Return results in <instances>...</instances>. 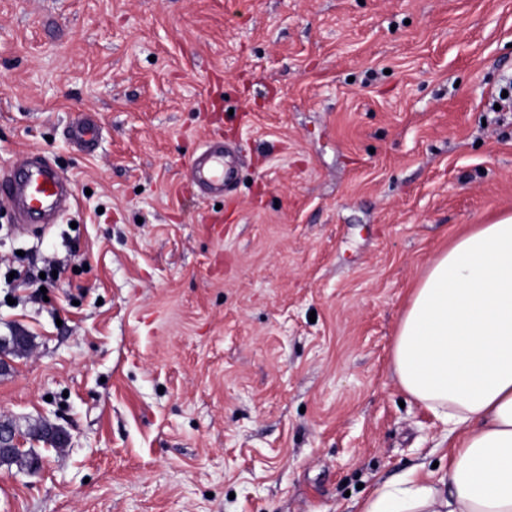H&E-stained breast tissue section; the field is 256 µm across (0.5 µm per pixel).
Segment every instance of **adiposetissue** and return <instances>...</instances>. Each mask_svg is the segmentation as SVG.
Masks as SVG:
<instances>
[{
  "label": "adipose tissue",
  "mask_w": 512,
  "mask_h": 512,
  "mask_svg": "<svg viewBox=\"0 0 512 512\" xmlns=\"http://www.w3.org/2000/svg\"><path fill=\"white\" fill-rule=\"evenodd\" d=\"M402 389L448 425V466L381 483L359 512H512V214L428 265L392 347Z\"/></svg>",
  "instance_id": "1"
}]
</instances>
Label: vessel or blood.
<instances>
[{
	"label": "vessel or blood",
	"mask_w": 512,
	"mask_h": 512,
	"mask_svg": "<svg viewBox=\"0 0 512 512\" xmlns=\"http://www.w3.org/2000/svg\"><path fill=\"white\" fill-rule=\"evenodd\" d=\"M190 169L195 180L212 192L223 191L233 177L232 162L217 148L194 160ZM0 195L9 198L27 222L46 219L72 200L69 180L36 154L24 158L15 175L0 180Z\"/></svg>",
	"instance_id": "vessel-or-blood-1"
}]
</instances>
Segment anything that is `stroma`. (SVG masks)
<instances>
[{
	"instance_id": "obj_1",
	"label": "stroma",
	"mask_w": 512,
	"mask_h": 512,
	"mask_svg": "<svg viewBox=\"0 0 512 512\" xmlns=\"http://www.w3.org/2000/svg\"><path fill=\"white\" fill-rule=\"evenodd\" d=\"M512 0H0V421L46 420L0 512H356L439 461L393 372L434 257L512 214ZM81 118L98 128L70 139ZM233 147L236 186L190 163ZM54 262L27 288L14 271ZM12 173L0 181V195L9 198L22 220H44L62 205L71 202L69 180L37 154H30Z\"/></svg>"
}]
</instances>
